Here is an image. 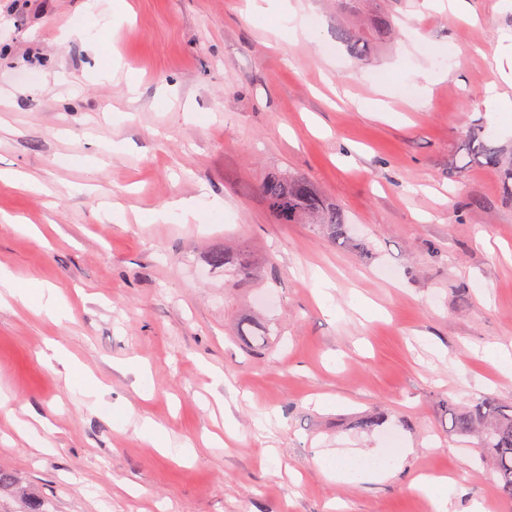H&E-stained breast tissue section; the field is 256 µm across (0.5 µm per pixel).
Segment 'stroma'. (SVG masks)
I'll list each match as a JSON object with an SVG mask.
<instances>
[{"label":"stroma","mask_w":512,"mask_h":512,"mask_svg":"<svg viewBox=\"0 0 512 512\" xmlns=\"http://www.w3.org/2000/svg\"><path fill=\"white\" fill-rule=\"evenodd\" d=\"M83 3L0 0V169L41 184L0 182V266L60 289L71 313L0 305V392L48 420L0 414V469L48 512H433L415 487L428 474L452 476L449 512H512L438 406H512L485 351L512 350V196L496 168L455 174L465 127L512 146L497 71L512 9L381 0L403 37L357 59L329 0H300L312 42L276 40L246 0H124L113 20ZM116 52L124 71L101 81ZM493 86L506 102L489 113ZM380 94L388 111H369ZM285 170L343 212L349 244L275 223L260 186ZM205 192L223 210L150 223ZM227 245L253 276L208 264ZM253 321L270 336L242 341ZM51 343L102 402L47 365ZM132 357L144 380L121 370ZM376 411L383 426L358 428ZM145 417L195 456L157 452ZM386 447L406 451L387 478L334 476ZM44 357H47V358H54L56 360H58L59 362H63L62 360L58 359V356H57V351L55 350V353L53 356H47L46 354H44ZM65 363V362H63ZM66 367H67V376H68V379H72L73 381H80V382H83L86 386V388L84 389L83 391V394L86 398L92 400V404L95 405L102 393H103V388L99 385H96L92 375L88 372H86L80 365H78L77 363H71V364H68V363H65Z\"/></svg>","instance_id":"35a3bbf8"}]
</instances>
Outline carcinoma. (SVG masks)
Returning a JSON list of instances; mask_svg holds the SVG:
<instances>
[{
  "label": "carcinoma",
  "mask_w": 512,
  "mask_h": 512,
  "mask_svg": "<svg viewBox=\"0 0 512 512\" xmlns=\"http://www.w3.org/2000/svg\"><path fill=\"white\" fill-rule=\"evenodd\" d=\"M358 2L360 0H336V13H350L361 27L359 32L342 27L337 29L338 37L347 43L356 58L365 55V47L376 37L398 39L401 36L384 13L363 14ZM464 142V155L457 165L459 172H464L470 163L482 159L485 165L502 170L504 189L512 196V151L497 146L491 133L479 128L466 129ZM262 193L276 223L312 224L330 241L337 240L344 245L348 243L346 224L340 209L327 203L306 181L282 172L262 184ZM209 262L226 270L231 269L244 278L252 272L251 265L241 253L227 246L213 251ZM442 407L450 421L449 432L478 438L479 447L483 450L480 460H490L496 473L500 497L512 501V408H504L497 399L489 396L469 407L444 399Z\"/></svg>",
  "instance_id": "1"
}]
</instances>
